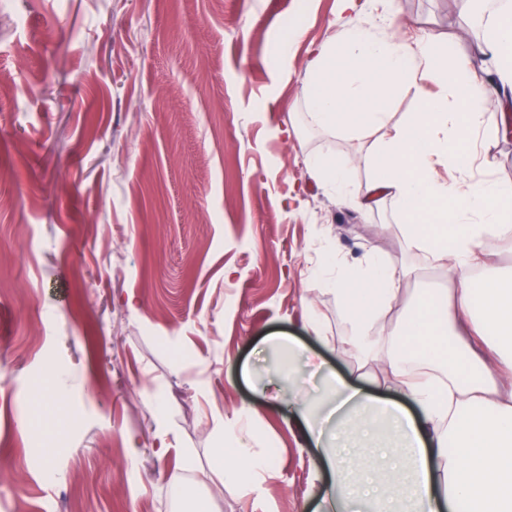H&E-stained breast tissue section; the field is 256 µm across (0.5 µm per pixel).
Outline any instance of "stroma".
Listing matches in <instances>:
<instances>
[{
  "label": "stroma",
  "mask_w": 512,
  "mask_h": 512,
  "mask_svg": "<svg viewBox=\"0 0 512 512\" xmlns=\"http://www.w3.org/2000/svg\"><path fill=\"white\" fill-rule=\"evenodd\" d=\"M464 12L0 0V512H191L178 481L213 512H314L313 451L267 338L299 337L350 374L352 324L315 277L328 258L382 247L416 270L408 302L448 277L409 249L391 202L365 211L310 177L309 158L336 157L356 193L377 139L314 121L310 51L375 21L461 54ZM232 427L271 458L256 488L215 469Z\"/></svg>",
  "instance_id": "35a3bbf8"
}]
</instances>
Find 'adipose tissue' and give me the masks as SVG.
<instances>
[{
    "instance_id": "obj_1",
    "label": "adipose tissue",
    "mask_w": 512,
    "mask_h": 512,
    "mask_svg": "<svg viewBox=\"0 0 512 512\" xmlns=\"http://www.w3.org/2000/svg\"><path fill=\"white\" fill-rule=\"evenodd\" d=\"M477 52L498 81L430 39L347 27L317 49L306 71L318 125L380 135L376 172L358 206L391 201L406 218L408 247L445 266L450 284L404 303L406 273L380 249L337 274L334 291L355 329L351 346L362 362L384 363L406 400L378 396L328 368L320 400L293 390L328 479L321 512H512V280L489 276L482 293L472 288L488 248L512 247V190L472 174L478 142L512 125L502 108L512 86V20L491 22ZM402 87L414 89L421 106L393 125L387 100ZM439 163L459 179L440 181ZM389 313L396 326L379 335ZM361 445L372 454H339ZM213 453L237 487L269 469L266 455L241 441Z\"/></svg>"
}]
</instances>
